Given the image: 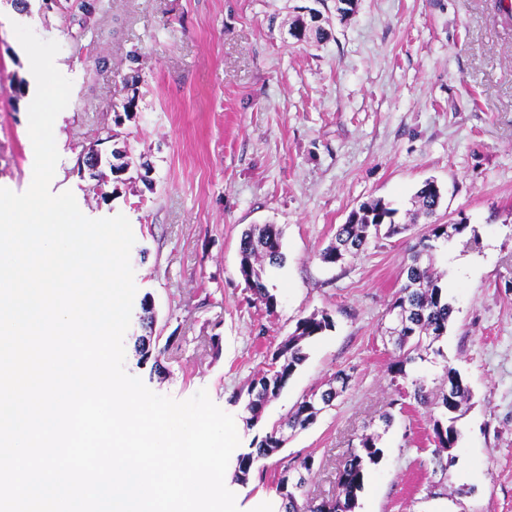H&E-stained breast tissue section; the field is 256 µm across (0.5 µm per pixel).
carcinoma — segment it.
<instances>
[{"instance_id":"1","label":"carcinoma","mask_w":512,"mask_h":512,"mask_svg":"<svg viewBox=\"0 0 512 512\" xmlns=\"http://www.w3.org/2000/svg\"><path fill=\"white\" fill-rule=\"evenodd\" d=\"M76 9L79 12L78 26L83 31L91 23L96 6L88 0H79ZM440 199L438 186L432 181L424 182L413 196L412 218H432ZM396 213L397 210L382 199L363 203L350 214L346 223L339 225L335 242L321 252L322 261L327 264L342 263L349 257L359 255L382 235L393 237L403 233L407 225L394 222ZM467 228L466 224L429 225L428 231L409 248L406 281L389 306V310L398 309L401 312L398 329L393 331L395 358L389 366V373L394 379L410 381V395L422 405L428 403L427 387L423 379L409 377L408 366L424 359L423 352L447 334L454 313V307L445 298L441 286L445 273L438 271L433 264L434 252L438 242L446 243ZM240 255L239 273L242 279L254 299L267 311H273L277 299L268 287V271L284 263L280 229L274 224L250 226L242 234ZM332 327L333 319L326 312L313 313L298 320L295 331L272 353L268 369L251 380L245 406L248 412L245 418L247 426L252 428L260 422L266 406L280 395L288 380L305 361L304 343ZM334 380L340 383V387L303 396L285 419L272 425L261 439L253 440L252 448L238 454L235 464V480L238 483L247 484L258 464L282 448L284 430L307 428L322 409L333 405L344 392L348 375L339 372ZM447 383L448 388L441 391L438 402L440 415L432 420L435 448L431 463L433 472L440 473L443 480L448 478V452L457 446L461 436L457 421L469 399L467 386L457 371H447ZM380 439L381 435L375 432L358 437L357 445L338 470L336 496L318 504L309 500L307 479L300 477L299 486L292 488L284 481L289 469H283L274 480L273 489L282 501L284 512H355L358 492L364 487L367 469L377 464L383 456Z\"/></svg>"}]
</instances>
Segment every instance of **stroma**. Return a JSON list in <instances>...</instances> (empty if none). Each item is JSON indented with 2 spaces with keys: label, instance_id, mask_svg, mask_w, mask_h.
Returning <instances> with one entry per match:
<instances>
[{
  "label": "stroma",
  "instance_id": "stroma-1",
  "mask_svg": "<svg viewBox=\"0 0 512 512\" xmlns=\"http://www.w3.org/2000/svg\"><path fill=\"white\" fill-rule=\"evenodd\" d=\"M338 6L97 0L82 30L44 0H0V187L22 193L33 176L17 22L59 43L55 64L73 83L55 126L51 191H71L87 217L121 213L131 223L136 296L151 297L155 322L146 327L133 308L126 371L177 400L207 390L233 416L242 452L302 396L336 372L349 376L334 406L287 435L248 485L227 476L238 512H266L275 474L308 455L311 495L331 497L343 455L373 430L384 455L366 474L356 512H512V0H356L346 16ZM314 13L325 39L290 35ZM128 103L130 118L116 123ZM110 132L133 166L91 178L88 154ZM428 179L442 193L435 223L469 224L479 240L471 246L462 235L438 249L454 317L412 370L432 401L449 368L471 391L444 481L431 464L439 410L409 397L392 406L404 382L388 372L385 333L408 249L427 224L340 265L320 258L363 202L384 200L407 222ZM252 224L283 233L271 313L239 274L240 236ZM321 311L333 328L307 343L306 361L247 427L250 380L298 319ZM148 334L157 337L158 373L135 353Z\"/></svg>",
  "mask_w": 512,
  "mask_h": 512
}]
</instances>
